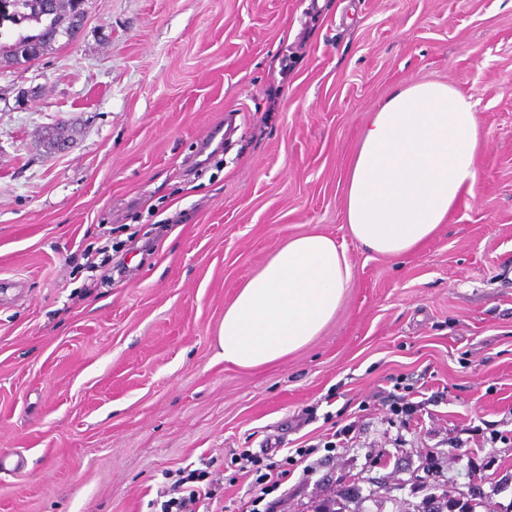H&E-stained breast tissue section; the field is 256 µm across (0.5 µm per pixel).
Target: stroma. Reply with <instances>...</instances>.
Returning a JSON list of instances; mask_svg holds the SVG:
<instances>
[{"label": "stroma", "instance_id": "1", "mask_svg": "<svg viewBox=\"0 0 512 512\" xmlns=\"http://www.w3.org/2000/svg\"><path fill=\"white\" fill-rule=\"evenodd\" d=\"M81 33L0 72V512H160L163 474L307 445L277 512H512V0H88ZM469 97L475 196L414 253L354 240L346 175L397 88ZM73 142L47 153L49 128ZM327 234L354 277L319 336L216 357L238 286ZM104 248V267L86 252ZM437 403L396 424L374 399Z\"/></svg>", "mask_w": 512, "mask_h": 512}]
</instances>
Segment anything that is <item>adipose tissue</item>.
Segmentation results:
<instances>
[{
    "label": "adipose tissue",
    "instance_id": "adipose-tissue-1",
    "mask_svg": "<svg viewBox=\"0 0 512 512\" xmlns=\"http://www.w3.org/2000/svg\"><path fill=\"white\" fill-rule=\"evenodd\" d=\"M486 140L471 99L451 85L396 90L363 128L347 172L353 237L386 256L432 238L474 194ZM353 278L346 250L319 232L288 239L237 290L217 332V358L242 368L284 359L318 336Z\"/></svg>",
    "mask_w": 512,
    "mask_h": 512
}]
</instances>
